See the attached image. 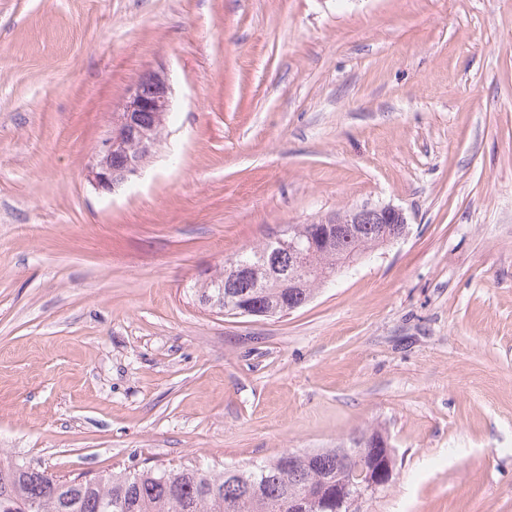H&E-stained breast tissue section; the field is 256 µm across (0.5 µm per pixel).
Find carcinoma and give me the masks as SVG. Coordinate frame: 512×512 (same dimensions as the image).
Masks as SVG:
<instances>
[{
    "instance_id": "carcinoma-1",
    "label": "carcinoma",
    "mask_w": 512,
    "mask_h": 512,
    "mask_svg": "<svg viewBox=\"0 0 512 512\" xmlns=\"http://www.w3.org/2000/svg\"><path fill=\"white\" fill-rule=\"evenodd\" d=\"M271 242L269 237L237 254L247 275L232 280L222 269L197 289L198 299L221 300L223 313L237 316L242 296H252L268 315H283L306 305L326 276L340 270L344 255L356 248L345 236L339 246L306 256L298 287L290 288L267 272L264 255ZM362 434L353 433L334 448L298 453L291 466L285 452L248 467H150L101 479L63 480L0 460V512H293L296 495L326 497L330 504L321 512H336V484L346 480V472L336 471V459L358 447Z\"/></svg>"
}]
</instances>
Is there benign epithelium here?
<instances>
[{
	"label": "benign epithelium",
	"mask_w": 512,
	"mask_h": 512,
	"mask_svg": "<svg viewBox=\"0 0 512 512\" xmlns=\"http://www.w3.org/2000/svg\"><path fill=\"white\" fill-rule=\"evenodd\" d=\"M172 85L163 68H147L129 85L125 100L112 113V126L97 146L86 177L99 193H112L133 177L142 174L146 163L167 132L172 105ZM313 233L304 242L294 238H275L277 246L266 254L272 259L286 251L300 259L335 241L345 228L355 235L365 224H379L380 237L395 241L406 234L408 219L403 209L391 205L360 206L313 221ZM367 451L360 457L343 459L345 469L355 475L343 490L336 491V512H359V504L378 492L392 475L394 458L385 433L365 436Z\"/></svg>",
	"instance_id": "7a95c632"
}]
</instances>
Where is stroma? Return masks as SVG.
I'll return each instance as SVG.
<instances>
[{
  "mask_svg": "<svg viewBox=\"0 0 512 512\" xmlns=\"http://www.w3.org/2000/svg\"><path fill=\"white\" fill-rule=\"evenodd\" d=\"M168 136L98 194L129 84ZM406 235L275 317L196 290L291 224ZM376 428L361 512H512V0H0V455L71 479Z\"/></svg>",
  "mask_w": 512,
  "mask_h": 512,
  "instance_id": "obj_1",
  "label": "stroma"
}]
</instances>
